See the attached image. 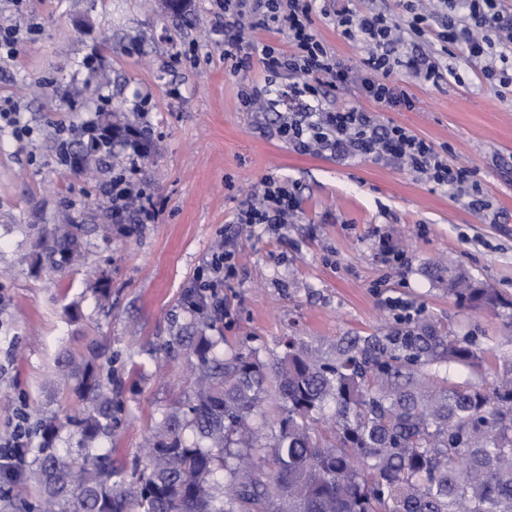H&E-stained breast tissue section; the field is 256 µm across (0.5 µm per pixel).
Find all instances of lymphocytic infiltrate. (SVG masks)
<instances>
[{"label": "lymphocytic infiltrate", "instance_id": "1", "mask_svg": "<svg viewBox=\"0 0 512 512\" xmlns=\"http://www.w3.org/2000/svg\"><path fill=\"white\" fill-rule=\"evenodd\" d=\"M317 0H224V61L231 72L247 68L258 60L265 74L263 83L250 82L241 86L238 98L246 110L256 105L272 109L268 84L287 81L292 94L308 99L309 107L282 117L279 137L302 153H330L337 159H370L379 163H397L433 186L454 189L464 195L476 193L466 168L450 163L447 155L433 143L417 136L398 124H380L378 111L414 110L417 101L393 80L394 68L439 84L446 72L434 52L421 50L403 56L394 51L400 33L415 38L428 37L442 48L461 50L480 77L501 88L512 87V71L507 55H494L493 42L512 44V10H505L501 0H445L443 9L434 16L408 6L403 23H395L379 13L362 12L351 8L350 0H336L333 17L342 38L365 44L367 51L359 61L364 77L361 95L374 104L373 109L352 104L340 108H325L321 102L326 88L340 89L350 82L351 66L342 63L328 51L313 30V14ZM283 33L286 47L255 45L245 40L244 28ZM100 153L112 151L114 141L126 143L130 161H138L147 150L144 130L133 126L103 127L90 121L82 126ZM113 223H123L129 210H136L140 223L154 222L157 212L150 203L144 185L127 175L113 177L110 187ZM257 203L240 208L234 223L238 227L255 228L265 224L283 227L299 217V198L295 186L265 177L257 192ZM235 272L234 248L225 244L214 252L205 278L196 279L194 288L208 293L211 310L222 316L224 301L216 293L218 283ZM31 433L25 417H18L10 436L0 442V469L6 474L23 470Z\"/></svg>", "mask_w": 512, "mask_h": 512}]
</instances>
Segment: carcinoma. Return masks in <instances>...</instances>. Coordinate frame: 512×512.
Segmentation results:
<instances>
[{
	"instance_id": "obj_1",
	"label": "carcinoma",
	"mask_w": 512,
	"mask_h": 512,
	"mask_svg": "<svg viewBox=\"0 0 512 512\" xmlns=\"http://www.w3.org/2000/svg\"><path fill=\"white\" fill-rule=\"evenodd\" d=\"M87 231L63 224L40 239L51 270ZM430 273L476 308L501 303L452 264ZM185 304L192 335L166 349L188 350L198 377L191 399L155 419L145 464L118 467L99 446L118 409L107 346L63 356L79 405L34 410L40 444L23 473L51 512H512V360L489 381L486 352L423 319L331 353L290 336L269 365L249 349L218 354L205 295ZM451 364L475 378L449 380ZM64 433L75 452H59Z\"/></svg>"
}]
</instances>
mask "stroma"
<instances>
[{"label":"stroma","instance_id":"stroma-1","mask_svg":"<svg viewBox=\"0 0 512 512\" xmlns=\"http://www.w3.org/2000/svg\"><path fill=\"white\" fill-rule=\"evenodd\" d=\"M21 16L29 29L13 55L0 56V103L33 130L22 143L0 131V439L17 411L60 414L72 405L52 382L57 360L99 339L119 404L102 445L120 463L146 457L154 420L192 392L191 358L164 344L189 321L185 295L228 232L237 238L236 273L219 290L225 348L256 349L269 363L288 335L326 351L343 336H383L397 324L395 299L415 319L512 359V94L480 82L457 50L436 54L453 74L440 86L394 71L418 104L378 119L447 147L478 184V209L395 165L301 154L283 142L281 113L304 104L280 81L270 91L278 109L241 107L240 81L263 73H230L219 0H187L179 15L162 0H0V29ZM101 110L146 128L153 147L138 176L159 217H129L108 243L83 236L81 262L57 273L41 259L38 236L57 224L106 223L107 183L128 163L117 147L82 172L58 164L59 128ZM268 174L297 185L299 219L279 231L236 232L237 210ZM384 241L409 257L407 268L386 262ZM434 260L460 265L508 306L459 303L430 276ZM101 278L112 290L108 306L95 291Z\"/></svg>","mask_w":512,"mask_h":512}]
</instances>
